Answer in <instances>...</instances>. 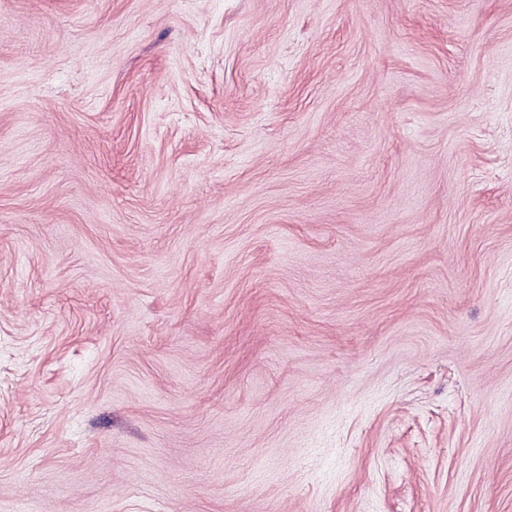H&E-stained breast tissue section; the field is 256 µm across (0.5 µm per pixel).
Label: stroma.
Segmentation results:
<instances>
[{"label":"stroma","mask_w":512,"mask_h":512,"mask_svg":"<svg viewBox=\"0 0 512 512\" xmlns=\"http://www.w3.org/2000/svg\"><path fill=\"white\" fill-rule=\"evenodd\" d=\"M512 512V0H0V512Z\"/></svg>","instance_id":"1"}]
</instances>
